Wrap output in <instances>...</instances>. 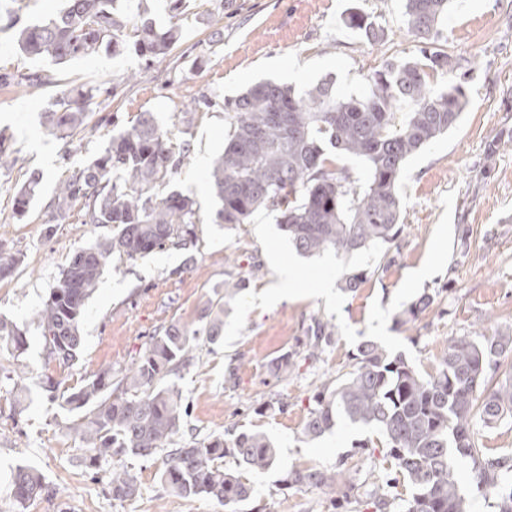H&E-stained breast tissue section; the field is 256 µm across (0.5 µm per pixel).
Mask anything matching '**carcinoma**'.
Listing matches in <instances>:
<instances>
[{
	"label": "carcinoma",
	"mask_w": 512,
	"mask_h": 512,
	"mask_svg": "<svg viewBox=\"0 0 512 512\" xmlns=\"http://www.w3.org/2000/svg\"><path fill=\"white\" fill-rule=\"evenodd\" d=\"M448 2L404 0L406 32L417 42L418 54L383 65L362 94L341 96L331 79L301 93L263 80L225 99L229 129L224 151L210 171L213 193L221 202L214 223L245 224L264 208L302 256L372 248L388 257L403 231L398 180L408 158L448 133L467 104L462 85L435 92L428 82L431 71L446 75L457 69L455 59L438 47ZM343 23L369 41L379 40V31L358 11L346 13ZM181 37L177 22L162 30L146 11L128 18L120 0H64L53 17L20 27L17 44L28 55L63 64L102 49L116 51L129 38L141 55L163 58ZM92 98L90 90H68L56 108L44 112L46 128L61 138L74 136L87 122ZM188 152L187 145L171 143L152 113L143 112L131 127L113 134L89 165L58 185L50 205L53 219H65L81 200L85 223L107 229L75 251L34 313L45 347L59 364L70 368L78 360L81 319L106 270L170 243H196L195 200L174 188L160 191ZM341 155L361 160L363 184L332 169ZM40 181L34 172L17 189L12 199L16 215H25L36 200ZM367 278V270L352 268L340 288L355 292ZM246 286L244 279L224 284L202 303L196 325H169L128 366H108L61 396L54 379L42 384L47 398L62 399L72 414L69 430L83 445L86 466H112V498L132 499L139 493L124 458L163 453L167 462L160 481L170 494L214 499L237 512L252 497L241 471L262 472L274 464L276 447L259 431L232 427L203 441L186 438L187 407L180 391L167 382L171 373L195 363L201 344H219L227 307ZM434 300V294L422 293L399 312L396 324L417 320ZM332 335L319 326L305 346L320 350ZM0 345L19 357L26 350V330L1 317ZM297 354L286 350L275 357L270 374L288 379ZM511 354L509 328L479 342L452 336L435 373L423 376L403 354L363 341L352 370L324 381L313 396L302 433L318 439L340 416L373 428L409 488L404 512H467L458 458L472 462L484 496H501L499 512H512V491L501 494L512 456L488 458L478 438V427L512 419V376L499 382L492 372L498 358ZM14 387L13 410L20 414L28 407V388L18 380ZM227 457L237 469L224 467ZM288 483L328 487L344 498L349 493L341 473L334 471L295 470ZM10 487L22 510L50 494L42 472L31 465L13 470Z\"/></svg>",
	"instance_id": "obj_1"
}]
</instances>
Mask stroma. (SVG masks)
<instances>
[{
    "mask_svg": "<svg viewBox=\"0 0 512 512\" xmlns=\"http://www.w3.org/2000/svg\"><path fill=\"white\" fill-rule=\"evenodd\" d=\"M353 8L381 29V42L342 26L341 17ZM403 12L404 0H197L182 22L179 45L163 59H146L129 46L63 65L23 54L12 30H0V76H11L0 79V134L15 161L0 171V249L21 259L14 275L0 280V316L24 326L29 342L20 357L0 352V512H18L10 478L22 463L38 467L54 493L26 512H225L208 498L169 494L160 482L161 453L127 458L140 492L112 499L110 468L81 463L68 414L39 384L52 378L69 392L105 367L130 364L162 326L196 325L205 297L241 277L249 284L224 316L220 345L203 352L200 364L168 377L189 408L194 435L203 439L234 427L273 441L274 466L246 475L256 512H375L371 501L379 493L387 512H403L408 493L394 484L387 448L372 428L340 420L313 441L302 428L321 380L350 371L362 340L404 353L431 374L449 337L479 341L512 326V0H450L441 25L444 46L467 74L468 104L448 134L408 160L399 183L404 231L389 259L375 250L301 257L263 209L245 224L214 223L219 202L209 180L224 148L225 98L261 79L301 92L329 76L339 94L362 93L382 64L416 54ZM37 71L49 82L16 85V75ZM78 85L97 95L86 128L67 143L45 129L42 114L63 89ZM193 104V121L184 123ZM143 112L153 113L172 142L190 145L172 185L197 203L198 240L106 271L84 310L79 359L64 368L49 357L32 314L73 253L101 230L85 223L79 205L64 221L50 223L48 205L60 180L86 166L116 128L130 127ZM33 172L42 177L41 193L20 220L11 200ZM467 226L473 234L466 239ZM353 267L367 269L368 279L356 292H342L341 277ZM425 267L430 275L415 280ZM284 276L293 293L279 299ZM314 278L331 283V296L307 293ZM426 291L436 296L433 306L416 321L396 325L395 314ZM318 321L333 325L335 337L319 357H302ZM285 349L299 350L298 367L279 381L269 363ZM232 360L238 370L231 383L225 373ZM16 363L32 391L19 415L7 378ZM296 469L343 472L350 500L337 507L331 489L287 485Z\"/></svg>",
    "mask_w": 512,
    "mask_h": 512,
    "instance_id": "stroma-1",
    "label": "stroma"
}]
</instances>
